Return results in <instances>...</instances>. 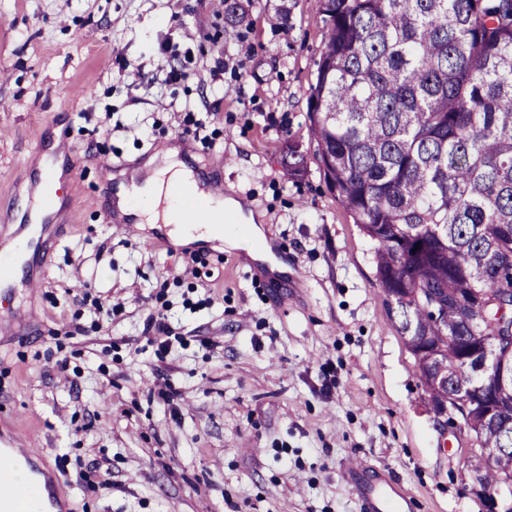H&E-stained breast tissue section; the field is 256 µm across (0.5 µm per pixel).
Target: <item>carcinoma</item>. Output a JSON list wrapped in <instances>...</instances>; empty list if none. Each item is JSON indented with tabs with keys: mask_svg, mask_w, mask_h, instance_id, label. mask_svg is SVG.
Returning <instances> with one entry per match:
<instances>
[{
	"mask_svg": "<svg viewBox=\"0 0 512 512\" xmlns=\"http://www.w3.org/2000/svg\"><path fill=\"white\" fill-rule=\"evenodd\" d=\"M245 14L224 0L228 26ZM321 21L307 102L320 173L373 241L402 335L417 352L429 337L448 390L475 391L462 348L477 336L496 351L495 318L451 304L436 318L418 296L512 289V0H321ZM282 161L291 178L307 170L294 142ZM467 426L508 449L479 476L495 491L512 475V386L496 417L478 406Z\"/></svg>",
	"mask_w": 512,
	"mask_h": 512,
	"instance_id": "1",
	"label": "carcinoma"
}]
</instances>
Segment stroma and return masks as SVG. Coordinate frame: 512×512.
Segmentation results:
<instances>
[{
    "instance_id": "obj_1",
    "label": "stroma",
    "mask_w": 512,
    "mask_h": 512,
    "mask_svg": "<svg viewBox=\"0 0 512 512\" xmlns=\"http://www.w3.org/2000/svg\"><path fill=\"white\" fill-rule=\"evenodd\" d=\"M320 10L321 0H253L229 38L224 0H0V207L38 194L36 141L62 133L76 168L57 194L78 190L81 211L40 286L9 298L24 318L0 331V420L32 454L68 456L58 479L71 512H362L345 478L353 459L389 472L416 512L512 505L505 491L472 493L471 439L432 410L373 244L319 174L307 98ZM173 67L185 78L170 79ZM78 83L91 99L71 96ZM189 112L202 124L197 160L223 163L225 196L254 214L286 287L217 241L192 275L183 247L152 249L151 225L109 223L97 204L104 162H138L181 135ZM100 123L107 134L91 140ZM290 138L307 159L293 180L282 165ZM167 274L182 342L160 362L143 326ZM87 286L123 312H78ZM78 323L87 331L64 371L49 333ZM159 383L178 392V416L154 399ZM92 463L110 483L85 495L74 471Z\"/></svg>"
}]
</instances>
